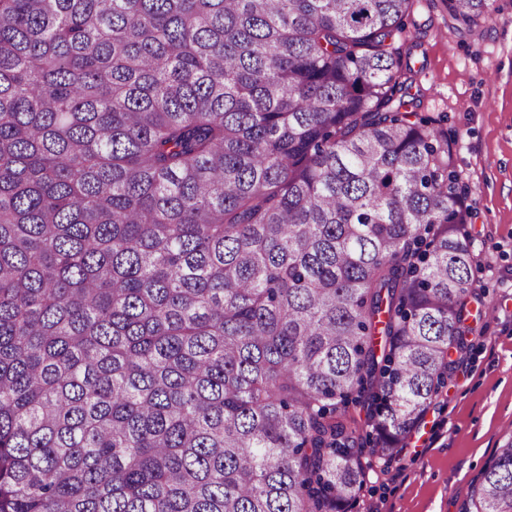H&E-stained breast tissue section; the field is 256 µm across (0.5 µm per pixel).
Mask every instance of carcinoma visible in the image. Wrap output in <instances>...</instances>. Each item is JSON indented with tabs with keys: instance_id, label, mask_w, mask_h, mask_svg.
Returning <instances> with one entry per match:
<instances>
[{
	"instance_id": "obj_1",
	"label": "carcinoma",
	"mask_w": 512,
	"mask_h": 512,
	"mask_svg": "<svg viewBox=\"0 0 512 512\" xmlns=\"http://www.w3.org/2000/svg\"><path fill=\"white\" fill-rule=\"evenodd\" d=\"M412 2L0 0V512H350L399 453L475 288Z\"/></svg>"
}]
</instances>
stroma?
I'll return each mask as SVG.
<instances>
[{
    "mask_svg": "<svg viewBox=\"0 0 512 512\" xmlns=\"http://www.w3.org/2000/svg\"><path fill=\"white\" fill-rule=\"evenodd\" d=\"M393 45L416 117L448 136L470 209L476 290L439 395L399 457L379 460L365 433L366 482L353 512H463L485 465L512 439V0L455 30L442 0H413Z\"/></svg>",
    "mask_w": 512,
    "mask_h": 512,
    "instance_id": "35a3bbf8",
    "label": "stroma"
}]
</instances>
